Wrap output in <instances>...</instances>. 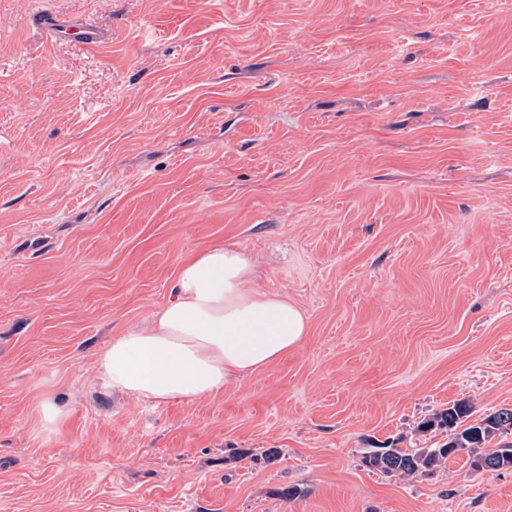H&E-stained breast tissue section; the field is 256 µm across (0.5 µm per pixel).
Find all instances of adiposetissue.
Returning a JSON list of instances; mask_svg holds the SVG:
<instances>
[{
	"label": "adipose tissue",
	"instance_id": "obj_1",
	"mask_svg": "<svg viewBox=\"0 0 512 512\" xmlns=\"http://www.w3.org/2000/svg\"><path fill=\"white\" fill-rule=\"evenodd\" d=\"M251 255L211 246L184 258L176 296L147 328L113 337L97 356L112 390L154 402H193L237 377L267 368L307 336L302 310L256 288Z\"/></svg>",
	"mask_w": 512,
	"mask_h": 512
}]
</instances>
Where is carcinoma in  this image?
Wrapping results in <instances>:
<instances>
[{
    "mask_svg": "<svg viewBox=\"0 0 512 512\" xmlns=\"http://www.w3.org/2000/svg\"><path fill=\"white\" fill-rule=\"evenodd\" d=\"M472 406L460 400L442 408L423 422V427H437L445 433L446 441L433 448H399L388 446L368 448L361 456V463L371 471L399 478L431 475L454 457L452 449L460 448L468 455V462L477 471L512 469V408H499L488 413L474 425L467 424ZM500 437L495 448L485 444Z\"/></svg>",
    "mask_w": 512,
    "mask_h": 512,
    "instance_id": "carcinoma-1",
    "label": "carcinoma"
}]
</instances>
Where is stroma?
Returning a JSON list of instances; mask_svg holds the SVG:
<instances>
[{
    "label": "stroma",
    "instance_id": "1",
    "mask_svg": "<svg viewBox=\"0 0 512 512\" xmlns=\"http://www.w3.org/2000/svg\"><path fill=\"white\" fill-rule=\"evenodd\" d=\"M218 244L303 344L191 403L109 390L99 350ZM462 399L512 407V0H0V512H512L464 454L361 465Z\"/></svg>",
    "mask_w": 512,
    "mask_h": 512
}]
</instances>
